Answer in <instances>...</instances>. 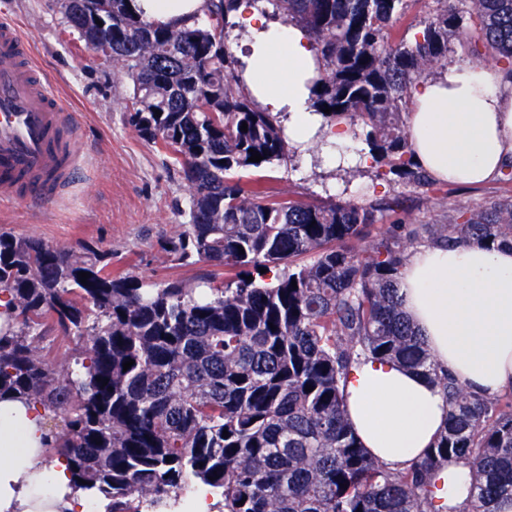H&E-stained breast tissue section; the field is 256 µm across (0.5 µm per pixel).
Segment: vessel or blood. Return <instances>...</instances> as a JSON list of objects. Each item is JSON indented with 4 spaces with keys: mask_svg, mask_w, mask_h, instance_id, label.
<instances>
[{
    "mask_svg": "<svg viewBox=\"0 0 512 512\" xmlns=\"http://www.w3.org/2000/svg\"><path fill=\"white\" fill-rule=\"evenodd\" d=\"M79 128L39 76L17 26L0 21V200L42 206L80 175Z\"/></svg>",
    "mask_w": 512,
    "mask_h": 512,
    "instance_id": "vessel-or-blood-1",
    "label": "vessel or blood"
}]
</instances>
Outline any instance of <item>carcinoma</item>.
I'll return each instance as SVG.
<instances>
[{"label":"carcinoma","mask_w":512,"mask_h":512,"mask_svg":"<svg viewBox=\"0 0 512 512\" xmlns=\"http://www.w3.org/2000/svg\"><path fill=\"white\" fill-rule=\"evenodd\" d=\"M260 1L320 55L313 107L324 124L361 122L375 167L417 187L435 183L403 129L412 87L446 66L464 34L512 60V0H433L411 42L389 41L410 0ZM130 2L108 0L105 15L96 0L61 7L88 48L112 40L109 59L133 83L129 125L180 166L188 221L164 240L167 261L203 262L225 279L202 277L204 295L114 273L110 249L62 251L1 231L0 399L62 418L45 449L104 512H175L191 478L218 512H443L432 480L450 459L472 468L466 512H498L512 499V400L483 399L439 370L404 315L399 273L423 232L433 245L512 246V196L458 205L419 229L397 219L373 236L387 203L310 205L245 188L230 174L295 149L246 92L226 44L239 0H205L203 17L179 27ZM253 149L261 161H248ZM49 329L75 342L62 376L44 353ZM361 358L398 362L448 401L446 428L403 470L363 448L348 422L346 379Z\"/></svg>","instance_id":"carcinoma-1"}]
</instances>
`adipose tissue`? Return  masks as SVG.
Segmentation results:
<instances>
[{"label":"adipose tissue","instance_id":"ef3b65f1","mask_svg":"<svg viewBox=\"0 0 512 512\" xmlns=\"http://www.w3.org/2000/svg\"><path fill=\"white\" fill-rule=\"evenodd\" d=\"M204 0H135L150 21L182 25L203 14ZM233 22L248 32L243 80L256 103L280 113L288 139L310 147L323 119L313 107L317 54L293 25L267 22L242 0ZM326 130V129H323ZM328 140L352 143L347 124ZM406 135L415 161L435 179L480 185L512 162V77L493 65L451 64L418 82ZM403 309L441 369L476 395L512 393V248L476 243L413 249L400 269ZM347 416L359 441L392 469L422 457L444 429L448 404L440 388L398 363L363 359L349 371ZM44 417L36 406L0 401V512H79L63 462H47ZM469 465L449 460L434 488L437 504L463 512Z\"/></svg>","mask_w":512,"mask_h":512}]
</instances>
